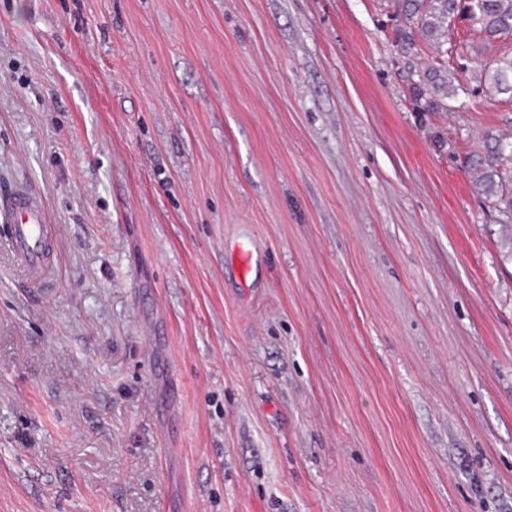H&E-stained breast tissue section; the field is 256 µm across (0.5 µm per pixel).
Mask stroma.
I'll list each match as a JSON object with an SVG mask.
<instances>
[{
    "label": "stroma",
    "mask_w": 512,
    "mask_h": 512,
    "mask_svg": "<svg viewBox=\"0 0 512 512\" xmlns=\"http://www.w3.org/2000/svg\"><path fill=\"white\" fill-rule=\"evenodd\" d=\"M391 0H0V512H512V231ZM258 246L248 280L234 246ZM41 197L26 186H19L0 198V224L11 225L6 250L19 274L30 288L50 285L47 265L53 249Z\"/></svg>",
    "instance_id": "1"
}]
</instances>
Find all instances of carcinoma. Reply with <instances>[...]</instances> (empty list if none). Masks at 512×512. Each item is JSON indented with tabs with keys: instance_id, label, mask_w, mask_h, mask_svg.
<instances>
[{
	"instance_id": "cac0c4a2",
	"label": "carcinoma",
	"mask_w": 512,
	"mask_h": 512,
	"mask_svg": "<svg viewBox=\"0 0 512 512\" xmlns=\"http://www.w3.org/2000/svg\"><path fill=\"white\" fill-rule=\"evenodd\" d=\"M397 46L405 56L427 55L421 68L423 85L412 87L422 112H448L456 96V67L448 55L457 17L456 0H394ZM472 31L484 47L498 51L480 67L478 87L512 100V0H476ZM477 193L494 200L506 217L512 216V132L501 130L482 137L479 149L466 159Z\"/></svg>"
}]
</instances>
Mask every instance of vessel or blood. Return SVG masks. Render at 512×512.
Masks as SVG:
<instances>
[{"instance_id":"vessel-or-blood-1","label":"vessel or blood","mask_w":512,"mask_h":512,"mask_svg":"<svg viewBox=\"0 0 512 512\" xmlns=\"http://www.w3.org/2000/svg\"><path fill=\"white\" fill-rule=\"evenodd\" d=\"M0 224L11 227L6 250L29 287L49 286L47 265L53 242L41 197L28 187L15 188L0 198Z\"/></svg>"}]
</instances>
